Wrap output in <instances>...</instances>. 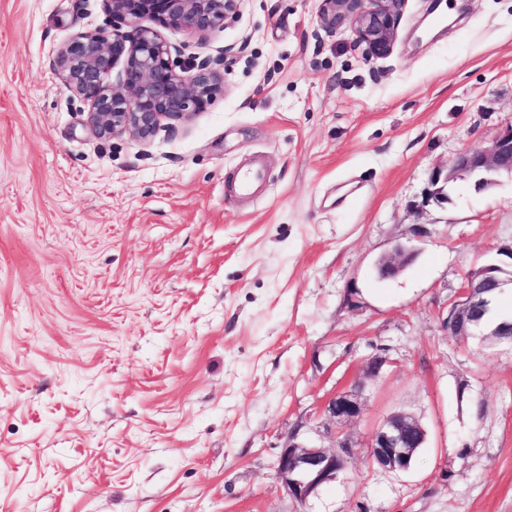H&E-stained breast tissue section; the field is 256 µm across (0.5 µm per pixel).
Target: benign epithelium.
I'll list each match as a JSON object with an SVG mask.
<instances>
[{
    "instance_id": "obj_1",
    "label": "benign epithelium",
    "mask_w": 512,
    "mask_h": 512,
    "mask_svg": "<svg viewBox=\"0 0 512 512\" xmlns=\"http://www.w3.org/2000/svg\"><path fill=\"white\" fill-rule=\"evenodd\" d=\"M112 17L122 27L110 33H82L60 45L52 65L66 84L90 102L87 123L98 137L129 133L140 142L151 141L166 123L180 122L206 108L220 80L218 67L230 56L242 53L246 43L226 45L214 57H188L175 70L172 46L159 29L181 30L203 37L240 11L242 0H106ZM405 0H322L319 23L326 31L348 27L355 44L365 46L368 55L388 56L394 44ZM122 65L120 87L107 86L117 65ZM512 176V124L491 142L459 153L447 169L431 172L432 198H448L446 188L459 179H472L484 190L501 175ZM503 259L487 262L466 277L456 299L450 304L446 321L448 334L465 341L482 330L489 319L487 303L506 289H512V246L499 252ZM415 256V250L399 244L394 252L380 258L376 270L385 278L401 273ZM492 335L500 344L512 347V319L500 320ZM363 405L352 392L331 396L321 414L338 427L362 415ZM331 445H314L291 438L275 463V477L288 495L310 512V502L320 490L336 481L344 467L342 448L352 445L340 432L330 431ZM427 441L421 421L396 413L378 424L368 445L374 464L393 471L409 469L413 449Z\"/></svg>"
}]
</instances>
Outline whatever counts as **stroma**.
<instances>
[{
  "label": "stroma",
  "mask_w": 512,
  "mask_h": 512,
  "mask_svg": "<svg viewBox=\"0 0 512 512\" xmlns=\"http://www.w3.org/2000/svg\"><path fill=\"white\" fill-rule=\"evenodd\" d=\"M321 0H243L222 89L143 144L96 137L54 49L111 32L103 0H0V512H297L273 465L362 416L313 512H512V351L446 329L466 276L512 245V177L432 170L512 124V0H406L392 53L322 31ZM260 155L269 185L224 180ZM414 262L378 279L396 245ZM385 358L377 377L370 358ZM397 412L428 437L389 472ZM426 441L427 431L419 419L396 413L374 428L367 448L374 464L399 472L409 469L413 448H423Z\"/></svg>",
  "instance_id": "1"
}]
</instances>
